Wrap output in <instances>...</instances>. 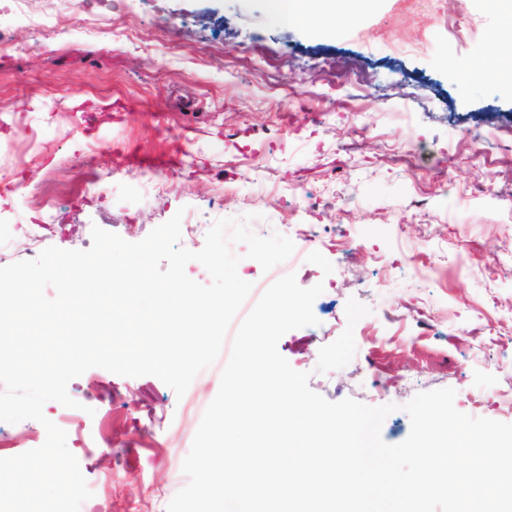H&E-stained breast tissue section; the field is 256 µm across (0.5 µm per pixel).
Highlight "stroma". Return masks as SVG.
<instances>
[{"instance_id": "1", "label": "stroma", "mask_w": 512, "mask_h": 512, "mask_svg": "<svg viewBox=\"0 0 512 512\" xmlns=\"http://www.w3.org/2000/svg\"><path fill=\"white\" fill-rule=\"evenodd\" d=\"M62 34L17 23L0 0V239L12 261L85 250L91 228L143 240L182 213L204 227L257 214L323 284L318 325L278 350L325 399L395 404L385 442L409 434L417 393L456 392L460 412L512 423V87L481 0H386L314 38L264 0H27ZM489 134L481 162L473 134ZM152 160L161 189L135 178ZM426 250L430 277L407 257ZM184 396L154 376L92 368L68 416L93 496L81 512H166L229 357ZM36 420L0 422V458L40 447Z\"/></svg>"}]
</instances>
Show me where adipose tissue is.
I'll return each instance as SVG.
<instances>
[{
	"label": "adipose tissue",
	"instance_id": "obj_1",
	"mask_svg": "<svg viewBox=\"0 0 512 512\" xmlns=\"http://www.w3.org/2000/svg\"><path fill=\"white\" fill-rule=\"evenodd\" d=\"M272 18L284 26L311 32L326 29L338 18L356 19L374 7L376 0H265Z\"/></svg>",
	"mask_w": 512,
	"mask_h": 512
}]
</instances>
